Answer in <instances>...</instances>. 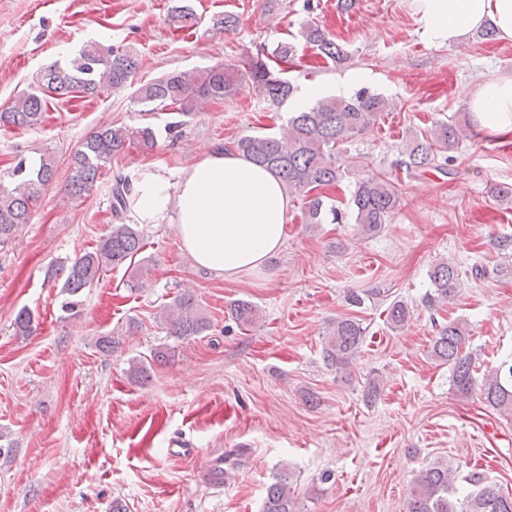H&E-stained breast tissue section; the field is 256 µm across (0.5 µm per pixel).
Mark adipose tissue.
<instances>
[{
  "instance_id": "1",
  "label": "adipose tissue",
  "mask_w": 512,
  "mask_h": 512,
  "mask_svg": "<svg viewBox=\"0 0 512 512\" xmlns=\"http://www.w3.org/2000/svg\"><path fill=\"white\" fill-rule=\"evenodd\" d=\"M421 35L437 45L461 44L492 26L512 42V0H410ZM470 112L489 132L512 135V77L466 91ZM129 223L173 225L200 267L231 277L261 268L281 249L290 198L277 177L232 150H209L177 171L146 164L127 181Z\"/></svg>"
}]
</instances>
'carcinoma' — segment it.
I'll return each mask as SVG.
<instances>
[{
	"mask_svg": "<svg viewBox=\"0 0 512 512\" xmlns=\"http://www.w3.org/2000/svg\"><path fill=\"white\" fill-rule=\"evenodd\" d=\"M305 41L318 54L334 63L344 60L341 47L320 26L308 25L302 32ZM295 56V45L279 42L265 54L251 57L247 70L220 64L195 73H168L154 78L137 89L138 101L152 110L173 107L187 116L200 111L209 101L222 100L235 94L250 81L253 91L272 105H280L295 92L286 77V65ZM138 69L137 53L130 47L116 49L100 42L84 45L63 61L48 66L38 78L35 90L17 97L11 106L0 112V128L30 129L42 123L47 94L71 98L77 93L94 98L126 85ZM390 109L388 99L360 90L350 98L322 97L301 112H295L285 125L272 134L246 135L234 144V150L273 172L290 195L305 198L303 212L306 224H334L341 213L332 201L315 193L319 187L334 186L343 179L344 167L338 164V147L362 134L382 113ZM465 129L454 121L439 122L426 132L414 133L406 139L400 166L407 172H424L434 168L438 151L453 150L464 137ZM158 143V131L151 124L137 126L108 124L98 127L70 157V176L63 195L79 199L92 192L103 170L125 146L136 144L151 151ZM56 174V161L43 153L33 161L21 157L8 171L0 174V246L16 239L20 228L29 223L35 205ZM124 182L112 189L111 209L116 222L97 246L75 258L62 262L48 272V278L61 279L62 293L71 297L62 308L72 311L76 298L93 286L109 269L127 266L131 269L127 286L141 288L149 281L152 260L141 256L145 247L143 230L122 218L127 210ZM400 204L397 183L388 175L376 173L356 180L350 208L358 231L372 236L389 223ZM431 288L425 293L426 307L438 310L458 292L459 273L448 262L436 263L429 271ZM232 317L241 327L253 326L258 318L256 306L245 301L230 305ZM412 317V310L402 300L387 308V321L393 328L403 327ZM161 321L167 334L175 338L200 336L210 328V321L198 308L197 296L185 289L172 302L163 305ZM33 315L20 310L14 319L15 333H33ZM138 330L136 321L126 322L125 330L100 337L98 346L105 353L120 345V337ZM366 328L355 316L338 317L328 323L322 356L324 362L338 372H345L360 355ZM470 330L463 319H455L440 327L431 342L432 356L448 365L450 382L455 393L469 396L480 386L488 406L504 417L512 418V352L501 357L485 371L476 383V360L466 351ZM174 358L171 349H155L150 358L133 359L130 375L138 383L148 381L151 363L167 364ZM414 491L407 512H512V494L504 493L497 484L480 471L460 475V466L436 461L420 470L414 479ZM262 512H296L288 469L273 473L266 487Z\"/></svg>",
	"mask_w": 512,
	"mask_h": 512,
	"instance_id": "carcinoma-1",
	"label": "carcinoma"
}]
</instances>
